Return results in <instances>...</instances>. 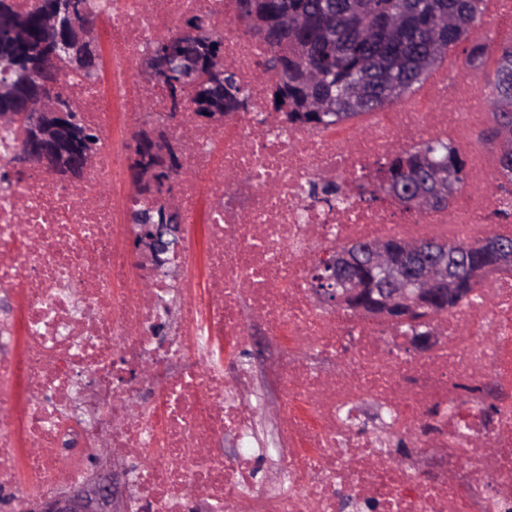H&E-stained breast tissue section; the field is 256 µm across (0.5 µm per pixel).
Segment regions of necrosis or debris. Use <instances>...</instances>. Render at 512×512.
<instances>
[{"label":"necrosis or debris","mask_w":512,"mask_h":512,"mask_svg":"<svg viewBox=\"0 0 512 512\" xmlns=\"http://www.w3.org/2000/svg\"><path fill=\"white\" fill-rule=\"evenodd\" d=\"M212 15L224 64L247 102L222 131L185 113L181 181L164 200L183 222L172 263L203 262V291L130 252L139 199L122 179L131 131L170 101L137 66L176 22ZM237 0H108L96 20L105 74L68 80L101 135L85 194L33 170L0 184V292L16 297L24 344L0 352V495L38 498L85 483L92 453L128 464L129 512H512V274L482 280L439 319L432 352H405L390 326L323 308L310 268L339 243L432 236L470 243L512 236V195L496 192L499 157L472 134L490 103L459 60L418 95L365 120L324 130L269 113L266 43L239 22ZM441 139L468 158L471 185L443 210L409 214L361 198L400 141ZM338 186L342 204L324 201ZM169 336L155 326L169 303ZM288 348L269 370L281 402L271 436L267 401L239 361L256 328ZM337 359L325 373L304 350ZM197 364H190V357ZM374 399L376 424L362 420ZM238 452L225 459V432ZM436 451L434 473L404 464ZM266 464L273 479L258 482Z\"/></svg>","instance_id":"1"}]
</instances>
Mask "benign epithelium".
I'll use <instances>...</instances> for the list:
<instances>
[{
    "label": "benign epithelium",
    "mask_w": 512,
    "mask_h": 512,
    "mask_svg": "<svg viewBox=\"0 0 512 512\" xmlns=\"http://www.w3.org/2000/svg\"><path fill=\"white\" fill-rule=\"evenodd\" d=\"M46 29L55 44V52L42 57L37 70L46 80L29 83L30 71L21 64L13 66V82L0 85V100L9 106L0 110V124H19L26 129L27 137L11 163V169L25 173L39 166L52 171L62 179L77 184L84 176L91 158H80L68 151V141L79 135L73 126L70 112L80 104L62 107L58 102L59 77L57 65L59 52L68 55L74 68L93 73L98 66L95 48L97 24L89 14L74 23H60L59 15L44 13ZM203 55H187L178 52H153L146 62L147 76L152 80L167 74H176L184 81L203 75ZM31 84L32 94L21 96L18 88ZM239 107L236 102L224 104L219 101L212 111L201 116L206 126L224 123V112ZM135 135L141 153L131 154L129 177L132 185L139 189L156 190L161 181L160 174L177 171L183 150L173 141L165 128L158 124H143ZM459 176L454 165L434 164L421 174L411 186L414 200L423 207L432 206L448 196V189ZM170 213L163 209L158 222L144 224L132 237V251L141 256L156 259L162 254L177 250L181 227L168 223ZM403 260L396 258L392 247L383 242H368L357 247L368 263L380 273L381 288H367L354 273L355 252L338 249L323 259L319 269L323 272L322 288L313 289L319 304L346 310L358 316H371L382 322L408 321L410 317L441 306L450 308V302L463 292L456 287L458 273L449 269L435 257L426 254L417 241H401ZM494 260L484 265L465 267L475 280L512 267V243L489 242ZM439 340L438 329L429 327L418 336L407 337L408 349L424 353ZM117 488L112 482L89 484L67 494L40 500L30 512H112V501Z\"/></svg>",
    "instance_id": "obj_1"
}]
</instances>
